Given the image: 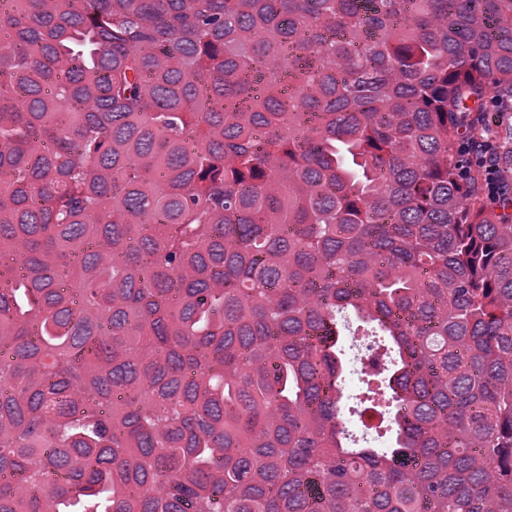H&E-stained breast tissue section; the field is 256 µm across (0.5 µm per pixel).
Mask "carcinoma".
Here are the masks:
<instances>
[{
    "instance_id": "cac0c4a2",
    "label": "carcinoma",
    "mask_w": 512,
    "mask_h": 512,
    "mask_svg": "<svg viewBox=\"0 0 512 512\" xmlns=\"http://www.w3.org/2000/svg\"><path fill=\"white\" fill-rule=\"evenodd\" d=\"M494 89L512 0H8L0 512H512ZM486 138V139H485ZM493 136H483L480 140L467 139L466 146L460 149V156L476 154V164L484 171V189L488 197L498 199L504 192V179L502 176L500 157L492 148Z\"/></svg>"
}]
</instances>
